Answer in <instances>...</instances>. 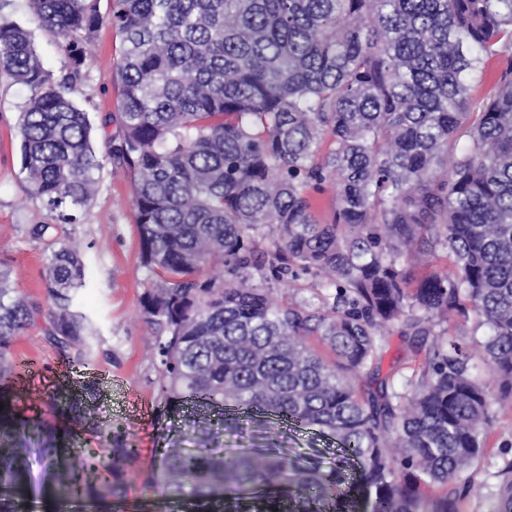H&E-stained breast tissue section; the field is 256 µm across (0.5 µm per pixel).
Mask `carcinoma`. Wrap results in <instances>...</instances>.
Masks as SVG:
<instances>
[{"mask_svg": "<svg viewBox=\"0 0 512 512\" xmlns=\"http://www.w3.org/2000/svg\"><path fill=\"white\" fill-rule=\"evenodd\" d=\"M69 68L46 70L31 33L0 16V73L29 88L19 115L27 192L65 223L92 198L101 161L71 94L84 45L106 22L122 37L111 81L118 125L107 156L130 179L142 262L160 284L141 305L169 403L274 413L335 436L362 466L242 448H167L147 478L208 512L250 497L279 512H457L464 477L490 447L492 393L466 334L487 330L485 370L512 405V0H27ZM472 112L468 79L493 61ZM467 136L470 145H460ZM333 190L330 218L312 196ZM451 267L417 278L438 253ZM42 309L0 270V385L13 338L38 320L63 353L96 335L78 311L79 251H51ZM311 280L318 303L288 300ZM419 343L400 392L375 379L395 327ZM29 452L0 456L20 488ZM135 448L80 456L87 499L121 498ZM494 512H512V460Z\"/></svg>", "mask_w": 512, "mask_h": 512, "instance_id": "cac0c4a2", "label": "carcinoma"}]
</instances>
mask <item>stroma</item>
<instances>
[{"mask_svg":"<svg viewBox=\"0 0 512 512\" xmlns=\"http://www.w3.org/2000/svg\"><path fill=\"white\" fill-rule=\"evenodd\" d=\"M0 13L31 30L47 70L56 75L65 72L67 56L53 34L34 25L27 0H0ZM121 49L120 34L109 25L100 26L86 47L84 76L72 95L76 105L88 112L98 147L106 136L100 120L118 106L109 69ZM29 96L27 87L0 77V268L9 271L14 287L44 307L48 298L42 274L48 255L61 244L77 245L86 273L82 309L99 327L89 353L81 357L64 355L38 324L13 341L15 361L36 362L21 388L6 391L5 401L15 417L41 421L24 473L29 488L37 492L38 512H61L59 502L45 493L59 479L40 452L47 438L58 447L62 459L71 449L98 452L117 442L138 449V456L122 466L125 497L137 501V512H185L180 501L159 487L147 486L145 479L158 468L161 449L192 447L202 422L211 426L214 447L273 444L283 454L317 458L324 467L333 466L341 455L338 441L315 428L287 425L274 417L240 437L217 426L218 411L187 405L177 416L158 398L153 329L141 307L143 293L155 287L157 280L141 260L130 182L110 160H103L95 173L97 192L84 208L80 223L54 226L45 203L27 194L21 173L17 123ZM34 224H48L52 230L38 241L29 234ZM141 401L147 403V410H132V403ZM494 437L496 447L486 449L471 468L478 490L460 501L458 512H491L492 474L512 458V411H497Z\"/></svg>","mask_w":512,"mask_h":512,"instance_id":"obj_1","label":"stroma"}]
</instances>
